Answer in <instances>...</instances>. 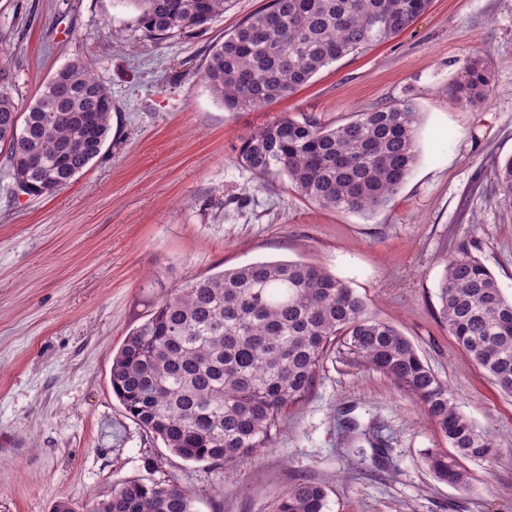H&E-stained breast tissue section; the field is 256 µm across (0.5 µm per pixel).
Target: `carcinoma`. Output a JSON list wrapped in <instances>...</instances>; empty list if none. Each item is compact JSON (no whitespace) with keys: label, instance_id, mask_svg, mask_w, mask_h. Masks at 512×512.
<instances>
[{"label":"carcinoma","instance_id":"cac0c4a2","mask_svg":"<svg viewBox=\"0 0 512 512\" xmlns=\"http://www.w3.org/2000/svg\"><path fill=\"white\" fill-rule=\"evenodd\" d=\"M146 36L204 28L229 0H129ZM430 0H270L209 52L202 78L229 111L271 105L322 68L405 31ZM0 70V149L16 190L48 198L71 185L104 150L112 95L74 59L20 112ZM493 92L489 65L470 59L456 97L478 105ZM419 112L407 100L359 112L337 126L288 116L249 134L236 163L259 179L285 176L325 208L370 216L386 207L419 157ZM493 177L512 206V157ZM440 314L470 360L512 394V300L465 245L446 262ZM343 346L355 364L390 377L423 407L450 453L429 448L428 469L469 484L461 459L485 460L495 445L453 401L412 342L371 317L363 300L323 268L257 261L187 281L132 329L112 358L110 384L126 413L185 461L233 468L269 447L284 410L311 391L328 355ZM325 490L303 481L275 512H325ZM90 512H194L185 490L127 481Z\"/></svg>","mask_w":512,"mask_h":512}]
</instances>
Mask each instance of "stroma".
I'll use <instances>...</instances> for the list:
<instances>
[{
    "label": "stroma",
    "mask_w": 512,
    "mask_h": 512,
    "mask_svg": "<svg viewBox=\"0 0 512 512\" xmlns=\"http://www.w3.org/2000/svg\"><path fill=\"white\" fill-rule=\"evenodd\" d=\"M268 0H232L208 27L146 37L130 0H0V69L26 111L80 58L112 94V143L49 198L0 166V512L88 507L121 484L175 485L197 512H273L278 493L326 487L327 512H512V397L473 364L440 317L447 258L467 245L512 299V207L492 177L512 157V0H431L400 35L351 53L274 104L224 109L201 75L210 48ZM486 56L494 90L471 107L452 86ZM412 100L419 159L370 217L302 197L235 162L282 116L339 125ZM256 261L322 266L391 324L499 448L441 482L424 454L447 442L382 373L330 355L255 464L187 462L112 392V357L189 279ZM385 460L373 464L374 449Z\"/></svg>",
    "instance_id": "1"
}]
</instances>
